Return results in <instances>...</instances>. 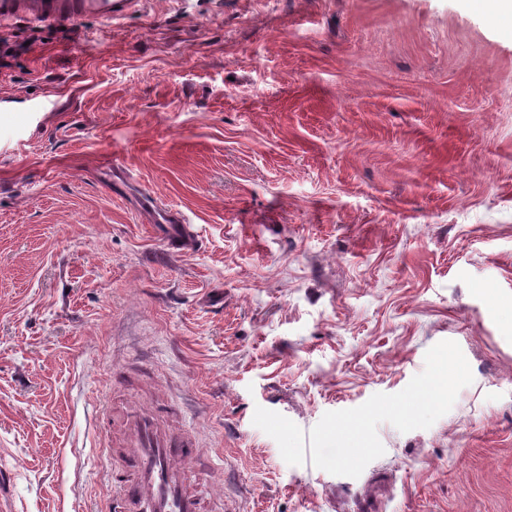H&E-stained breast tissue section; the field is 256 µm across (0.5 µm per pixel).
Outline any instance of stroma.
Wrapping results in <instances>:
<instances>
[{
    "instance_id": "stroma-1",
    "label": "stroma",
    "mask_w": 512,
    "mask_h": 512,
    "mask_svg": "<svg viewBox=\"0 0 512 512\" xmlns=\"http://www.w3.org/2000/svg\"><path fill=\"white\" fill-rule=\"evenodd\" d=\"M0 35L34 40L0 68L18 512H101L129 400L179 406L211 512H512V21L130 0Z\"/></svg>"
}]
</instances>
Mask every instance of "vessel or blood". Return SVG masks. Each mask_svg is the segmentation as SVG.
<instances>
[{
    "instance_id": "vessel-or-blood-1",
    "label": "vessel or blood",
    "mask_w": 512,
    "mask_h": 512,
    "mask_svg": "<svg viewBox=\"0 0 512 512\" xmlns=\"http://www.w3.org/2000/svg\"><path fill=\"white\" fill-rule=\"evenodd\" d=\"M126 2L0 0V25L25 18L66 28L91 18H111ZM176 413L171 404L149 412L130 406L119 415L103 413L99 429L113 437L105 512H204L202 500L187 482L199 449L187 430L170 425Z\"/></svg>"
}]
</instances>
